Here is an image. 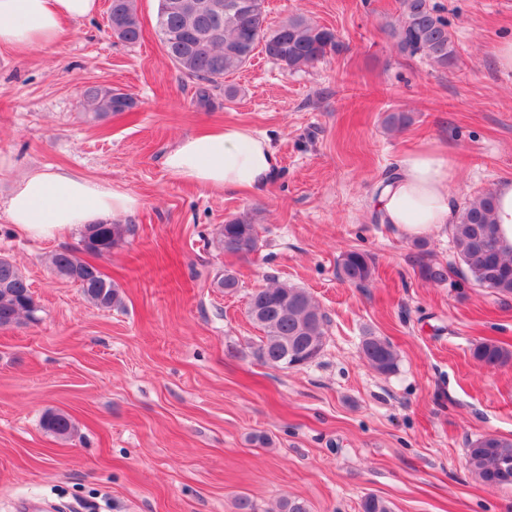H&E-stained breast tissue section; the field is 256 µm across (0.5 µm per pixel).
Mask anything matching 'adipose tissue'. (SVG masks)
Listing matches in <instances>:
<instances>
[{
	"mask_svg": "<svg viewBox=\"0 0 512 512\" xmlns=\"http://www.w3.org/2000/svg\"><path fill=\"white\" fill-rule=\"evenodd\" d=\"M98 0H0V52L53 48L67 26L92 16ZM172 176L212 189H255L278 171L268 139L227 124L181 138L165 155ZM458 171L438 146L406 150L378 193L376 207L400 235L414 238L455 222ZM137 199L116 188L62 170L39 169L14 183L7 219L34 239H52L85 225L117 219Z\"/></svg>",
	"mask_w": 512,
	"mask_h": 512,
	"instance_id": "adipose-tissue-1",
	"label": "adipose tissue"
}]
</instances>
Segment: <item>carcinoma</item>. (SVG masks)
Segmentation results:
<instances>
[{
	"label": "carcinoma",
	"instance_id": "1",
	"mask_svg": "<svg viewBox=\"0 0 512 512\" xmlns=\"http://www.w3.org/2000/svg\"><path fill=\"white\" fill-rule=\"evenodd\" d=\"M204 8L195 23L187 25L182 17L168 9L171 0H158L156 32L174 66L187 78L206 83L197 92L198 101L209 102L208 87L218 88L224 77L245 67L260 52L285 70L298 71L314 66L342 44L329 28L296 14L277 26L267 18L265 0H202ZM121 18L113 33L126 44H136L142 37L136 0H112L110 18ZM389 34L398 50L408 57L426 58L446 67L455 48L448 31V21L430 7L428 0H400L398 23L389 26ZM134 99L122 92L91 88L84 96V107L96 116L127 112ZM494 192L486 191L466 203L452 225V236L460 273L493 293L512 296V249L503 248L494 219ZM121 224H91L82 233L83 250L96 256L112 253L121 240ZM219 243L225 252L242 256L259 250V225L246 213L221 225ZM418 243V262L422 279L432 283L448 280V268L433 262ZM53 272L76 283L83 297L98 308H110L121 302L117 286L95 264L80 258L76 250L63 248L50 257ZM343 278L356 285L369 283L375 274L371 258L356 250L342 255ZM251 299L261 310L257 326L263 332L254 354L259 360L280 368L298 360H314L323 350L326 315L310 293L288 283L260 288ZM38 308L31 285L18 267L0 257V329L10 328L21 319L36 321ZM367 364L380 374L391 373L397 366V354L391 344L378 336H367L361 344ZM473 358L485 367L498 368L512 362V350L494 341L474 345ZM44 429L59 439L70 438L71 418L62 412H48ZM466 461L470 472L485 486H512V438L483 435L468 443ZM362 512H392L382 498L368 495Z\"/></svg>",
	"mask_w": 512,
	"mask_h": 512
}]
</instances>
